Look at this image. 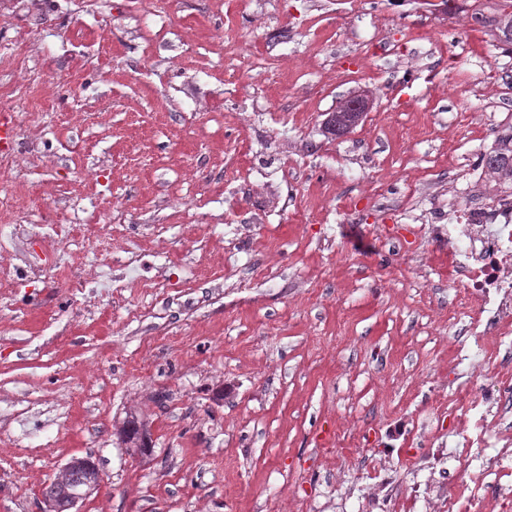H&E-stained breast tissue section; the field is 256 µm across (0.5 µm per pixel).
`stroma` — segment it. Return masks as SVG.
Returning <instances> with one entry per match:
<instances>
[{"instance_id": "1", "label": "stroma", "mask_w": 512, "mask_h": 512, "mask_svg": "<svg viewBox=\"0 0 512 512\" xmlns=\"http://www.w3.org/2000/svg\"><path fill=\"white\" fill-rule=\"evenodd\" d=\"M367 10L382 25L374 50L369 20L339 0H86L79 13L48 0L27 44L0 30V96L42 115L38 160L17 180L27 222L103 224L120 194L140 246L90 284L94 304L70 293L80 266L68 256L0 294V512H44L43 489L74 458L102 474L79 512H289L299 496L358 512L331 481L340 449L370 444L411 484L429 476L415 426L453 447L437 412L480 359L448 226L472 192L469 165L512 126V55L477 23L414 24L390 0ZM16 67L27 86H13ZM491 77L500 98L484 92ZM354 95L368 112L331 135L329 113ZM242 97L248 131L226 118ZM470 109L478 124L464 122ZM94 166L99 182L82 183ZM253 185L287 186L291 203L246 230ZM171 197L202 204L179 213ZM385 224L414 235L415 257L382 241ZM269 261L279 278L235 291ZM164 274L187 287L157 294L148 283ZM130 414L147 453L119 437Z\"/></svg>"}]
</instances>
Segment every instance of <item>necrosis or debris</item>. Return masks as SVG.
I'll return each instance as SVG.
<instances>
[{
  "label": "necrosis or debris",
  "mask_w": 512,
  "mask_h": 512,
  "mask_svg": "<svg viewBox=\"0 0 512 512\" xmlns=\"http://www.w3.org/2000/svg\"><path fill=\"white\" fill-rule=\"evenodd\" d=\"M25 197L0 193V215L13 217L10 243L0 242V286L13 285L19 271L35 279L56 269L73 238L64 224L25 223ZM451 254L466 277V300L480 301L491 323L472 322L476 338L512 334V201L489 197L479 206H463L448 227ZM512 403V372L493 371L488 382L473 384L448 406L455 446L450 458L427 464L432 477L425 485H407L373 449H361L357 479L371 489L367 512H512V483L501 481L512 470V430L501 427L488 410L490 403ZM493 453L480 457L479 452Z\"/></svg>",
  "instance_id": "obj_1"
}]
</instances>
